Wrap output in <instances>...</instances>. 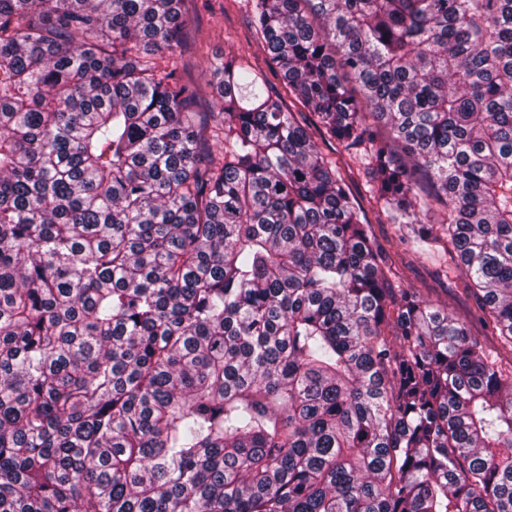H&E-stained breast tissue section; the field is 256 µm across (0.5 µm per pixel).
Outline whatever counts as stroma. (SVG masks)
<instances>
[{
	"instance_id": "stroma-1",
	"label": "stroma",
	"mask_w": 512,
	"mask_h": 512,
	"mask_svg": "<svg viewBox=\"0 0 512 512\" xmlns=\"http://www.w3.org/2000/svg\"><path fill=\"white\" fill-rule=\"evenodd\" d=\"M250 0H185L183 9L190 18L187 47L178 59V71L196 90V109L215 111V69L225 58L243 56L266 71L270 87L283 91L284 85L272 72L262 35L250 22ZM323 153L342 169L352 192L360 200L370 222L378 215L367 193V177L362 157L344 150L337 141L322 143Z\"/></svg>"
}]
</instances>
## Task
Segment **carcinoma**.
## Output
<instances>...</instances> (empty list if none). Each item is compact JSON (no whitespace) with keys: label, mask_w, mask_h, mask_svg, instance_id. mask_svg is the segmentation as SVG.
I'll list each match as a JSON object with an SVG mask.
<instances>
[{"label":"carcinoma","mask_w":512,"mask_h":512,"mask_svg":"<svg viewBox=\"0 0 512 512\" xmlns=\"http://www.w3.org/2000/svg\"><path fill=\"white\" fill-rule=\"evenodd\" d=\"M183 2L0 0V512H512V0H251L383 240ZM405 263L408 267L401 266L405 288H417L423 293L426 292L425 288H439L433 278V268L424 259L408 254ZM463 288H466L465 281L463 279H457L455 283L448 286V297L444 293H440V300L448 303V312L456 317L469 320L473 301L467 298Z\"/></svg>","instance_id":"obj_1"}]
</instances>
